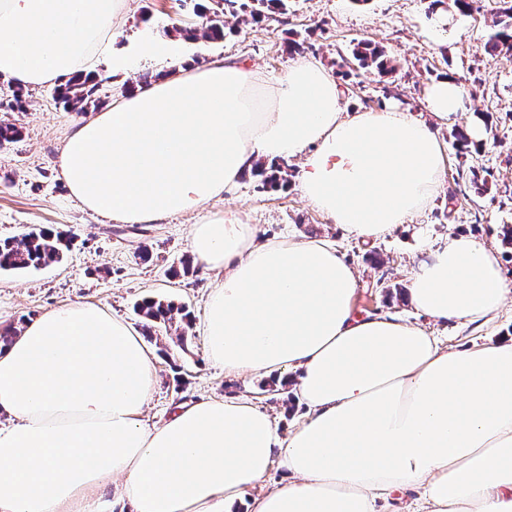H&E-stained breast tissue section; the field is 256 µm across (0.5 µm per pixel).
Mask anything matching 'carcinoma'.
I'll return each instance as SVG.
<instances>
[{
	"instance_id": "cac0c4a2",
	"label": "carcinoma",
	"mask_w": 512,
	"mask_h": 512,
	"mask_svg": "<svg viewBox=\"0 0 512 512\" xmlns=\"http://www.w3.org/2000/svg\"><path fill=\"white\" fill-rule=\"evenodd\" d=\"M193 13L203 19L202 37L217 41L226 36L224 16L238 15V11L250 10L253 22L259 23L271 11L279 15L288 14L289 0H191ZM494 30L486 43V52L494 57L506 50L512 51V0H500L498 19L494 21ZM352 55L361 67L376 66L383 74L395 71L392 61L385 52L369 43L357 45ZM99 87L97 76H75L65 84L55 89V100L63 106L76 112H86L89 108H98L100 99L95 97ZM288 170L287 162L274 163L270 167L256 164L252 172L254 176L263 177V185L276 189L282 181L281 173ZM68 248V240L62 233L52 234L46 229H33L20 238L0 241V269L1 270H27L39 268L56 263L62 259L63 250ZM137 311L143 317V331L152 335V329L157 322L168 323L173 320V312L182 314V320L189 325L192 315L184 306H176L172 302H165L156 298H145L137 304Z\"/></svg>"
}]
</instances>
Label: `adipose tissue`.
<instances>
[{"mask_svg":"<svg viewBox=\"0 0 512 512\" xmlns=\"http://www.w3.org/2000/svg\"><path fill=\"white\" fill-rule=\"evenodd\" d=\"M127 0H0V76L58 86L110 55ZM113 71L166 76L79 123L58 166L89 213L155 224L204 208L265 160L300 159L303 198L346 237L377 242L442 185L437 124L461 112L456 77L426 91L430 120L348 112L339 84L300 58L275 83L253 67L186 63L150 29ZM225 210L193 225L196 260L222 271L204 311L226 375L292 377L307 415L288 433L247 397L144 411L155 356L123 317L52 308L0 345V512H378L415 490L424 512H512V338L456 350L394 316L355 312L351 266L326 240L273 238ZM512 293L497 250L451 235L419 263L410 305L486 321ZM281 480L263 489L273 461Z\"/></svg>","mask_w":512,"mask_h":512,"instance_id":"adipose-tissue-1","label":"adipose tissue"}]
</instances>
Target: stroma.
<instances>
[{
	"label": "stroma",
	"instance_id": "1",
	"mask_svg": "<svg viewBox=\"0 0 512 512\" xmlns=\"http://www.w3.org/2000/svg\"><path fill=\"white\" fill-rule=\"evenodd\" d=\"M429 3L289 0L284 22L275 17L260 23L228 18L231 34L221 41H192L189 63L244 61L274 81L295 59L308 56L338 74L341 56L350 55L358 41L369 40L394 58L397 70L383 78L374 69L352 67L339 81L344 109L381 111L395 106L423 119L428 116L425 92L432 82L451 74L463 84V108L440 131L445 167L438 195L423 213L383 241L365 245L347 238L309 205L298 188L295 159L288 163L286 186L271 190L249 174L223 199L207 206L213 213L241 210L262 240L288 235L327 238L355 271L358 310L402 318L442 344L463 349L512 337V297L492 320L477 326L436 321L416 312L406 301V288L412 268L428 256L425 242L439 243L459 233L498 248L503 272L512 280V249L504 247L499 236L501 225H512V52L492 58L485 51L499 0H481L479 11L472 14L449 8L445 23ZM146 22L163 37L202 25L180 0H133L111 37L113 51H122ZM292 41L297 49H289ZM165 70L157 63L121 74L113 72L108 59H101L97 95L104 107H111L142 75ZM23 98V111L0 108V120L16 123L21 131L17 142L0 149V239L45 228L69 234L73 241L60 262L37 270L0 271V329L22 327L46 309L72 302L100 305L136 326L141 321L136 302L146 297L172 299L185 304L194 320L185 342H178L164 326L155 328L148 340L156 354L159 384L144 414L147 423L161 424L182 402L246 395L271 412L280 432H287L305 414L304 406L294 403L291 389L273 394L274 377L228 376L207 360L202 321L208 292L217 280L215 271L199 264L193 274L171 276L172 269L191 256L190 231L204 215H177L142 230L88 213L70 195L55 164L81 113L57 104L49 87H25ZM473 120L482 127L481 145H455L452 128ZM473 168L485 178L484 190L470 186L467 174ZM144 246L150 259L139 256Z\"/></svg>",
	"mask_w": 512,
	"mask_h": 512
}]
</instances>
